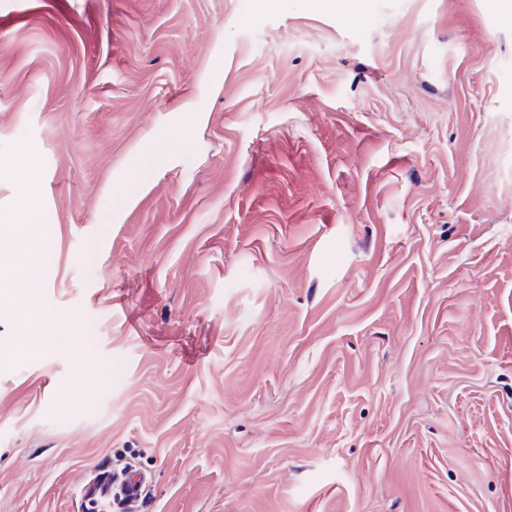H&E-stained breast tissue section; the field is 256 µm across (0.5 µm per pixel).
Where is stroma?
<instances>
[{
	"mask_svg": "<svg viewBox=\"0 0 512 512\" xmlns=\"http://www.w3.org/2000/svg\"><path fill=\"white\" fill-rule=\"evenodd\" d=\"M26 192L85 366L0 362V512L126 452L141 512H512L493 0H0V225ZM187 142L185 134L178 137H163L158 141H151L146 143L135 162V167L146 168L157 163L162 156L170 150L184 147Z\"/></svg>",
	"mask_w": 512,
	"mask_h": 512,
	"instance_id": "35a3bbf8",
	"label": "stroma"
}]
</instances>
